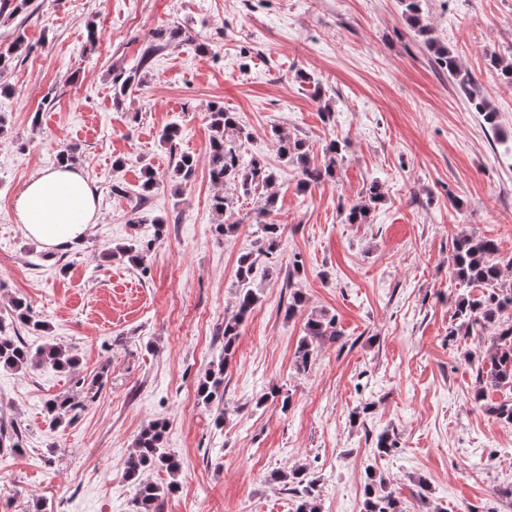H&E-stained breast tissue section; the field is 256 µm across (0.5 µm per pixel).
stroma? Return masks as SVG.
<instances>
[{"label":"stroma","mask_w":512,"mask_h":512,"mask_svg":"<svg viewBox=\"0 0 512 512\" xmlns=\"http://www.w3.org/2000/svg\"><path fill=\"white\" fill-rule=\"evenodd\" d=\"M430 37L456 57L458 77L406 20L401 0H29L0 7V46L28 49L0 74V315L24 299L47 325L19 329L27 346L56 344L77 366L0 369V512H137L124 478L140 429L168 423L181 463L163 512H293L271 481L305 466L321 512H362L366 469L389 482L406 512H512V386L478 385L495 328L456 336L453 243L494 240L512 257V86L490 57L512 62V0H422ZM98 36L89 39V27ZM143 82L115 100L116 80ZM479 88L494 124L475 120L460 86ZM241 129L242 163L276 179L250 194L209 177L212 106ZM178 124L175 149L158 136ZM305 141L312 164L344 144L333 179L301 191L274 130ZM74 166L99 198L82 245L49 250L24 233L15 201L27 181ZM197 166L172 191L173 151ZM123 168H114L116 158ZM158 184L146 201L144 167ZM382 199L367 223L350 207L371 184ZM232 201L215 231L212 197ZM284 227L275 254L258 251L260 202ZM132 245L145 261L109 258ZM256 255L260 301L240 329L222 410L197 385L224 355L235 312L237 261ZM302 293L294 317L285 309ZM334 320L307 369L295 351L308 317ZM288 403L269 400L271 390ZM75 408L53 426L48 401ZM222 425H215L216 415ZM396 441L376 449L380 433ZM430 489L418 497L419 481Z\"/></svg>","instance_id":"stroma-1"}]
</instances>
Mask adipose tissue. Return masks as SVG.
Here are the masks:
<instances>
[{"label":"adipose tissue","instance_id":"adipose-tissue-1","mask_svg":"<svg viewBox=\"0 0 512 512\" xmlns=\"http://www.w3.org/2000/svg\"><path fill=\"white\" fill-rule=\"evenodd\" d=\"M15 215L30 238L55 250L79 244L100 212L81 172L62 164L26 184L15 202Z\"/></svg>","mask_w":512,"mask_h":512}]
</instances>
